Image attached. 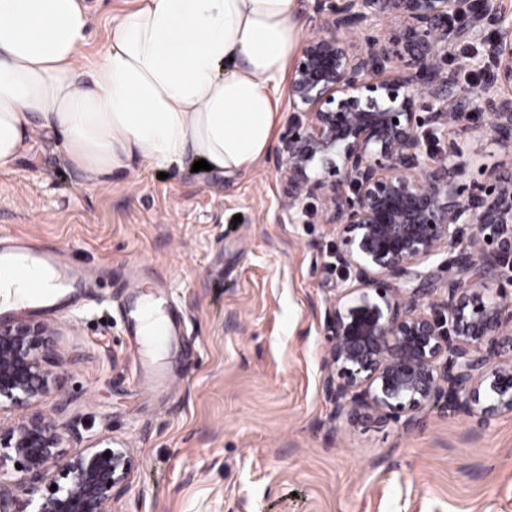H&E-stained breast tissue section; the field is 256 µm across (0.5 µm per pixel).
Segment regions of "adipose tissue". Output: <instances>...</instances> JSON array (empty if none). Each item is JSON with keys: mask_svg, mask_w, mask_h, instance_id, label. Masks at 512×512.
<instances>
[{"mask_svg": "<svg viewBox=\"0 0 512 512\" xmlns=\"http://www.w3.org/2000/svg\"><path fill=\"white\" fill-rule=\"evenodd\" d=\"M298 0H137L84 64L85 0H0V170L40 132L85 183L140 160L225 172L269 149Z\"/></svg>", "mask_w": 512, "mask_h": 512, "instance_id": "1", "label": "adipose tissue"}]
</instances>
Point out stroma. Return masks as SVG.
Returning a JSON list of instances; mask_svg holds the SVG:
<instances>
[{"mask_svg": "<svg viewBox=\"0 0 512 512\" xmlns=\"http://www.w3.org/2000/svg\"><path fill=\"white\" fill-rule=\"evenodd\" d=\"M93 62L112 16L133 0H93ZM498 25L448 52L464 88L490 70ZM270 150L247 169L193 171L136 162L83 185L43 136L0 173V237L64 252L96 272L89 294L63 296L58 354L64 394L85 443H125L138 462L115 512H512V412L480 419L454 406L401 423L358 407L333 418L324 391V309L349 282L331 265L338 240L317 201L285 209L276 156L299 118L275 94ZM474 103L470 127L429 138L435 159L460 153L464 182L512 173V148ZM164 284L186 331L160 361L132 352L115 278Z\"/></svg>", "mask_w": 512, "mask_h": 512, "instance_id": "1", "label": "stroma"}]
</instances>
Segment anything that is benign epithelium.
<instances>
[{"label":"benign epithelium","instance_id":"1","mask_svg":"<svg viewBox=\"0 0 512 512\" xmlns=\"http://www.w3.org/2000/svg\"><path fill=\"white\" fill-rule=\"evenodd\" d=\"M394 16L386 37L353 51L336 32ZM467 16L468 23L459 25ZM500 28L483 64L494 79L462 90L445 69L448 48L473 39L486 18ZM397 75L379 74L380 62ZM512 16L501 0H341L322 33L302 43L288 98L306 117L290 126L276 162L287 205L313 198L336 232L334 258L354 285L325 307L324 389L333 418L363 404L408 429L418 414L454 401L484 418L512 412V175L488 187L461 184L466 162L436 163L426 150L414 102L441 107L428 120L446 133L468 128L469 107L493 108L491 130L512 145ZM458 249L448 299L425 305L434 275L422 271L443 246ZM400 279L417 285L404 293ZM59 328L0 319V512H112L136 459L123 443L78 439L67 418ZM55 396L52 412L37 409Z\"/></svg>","mask_w":512,"mask_h":512}]
</instances>
